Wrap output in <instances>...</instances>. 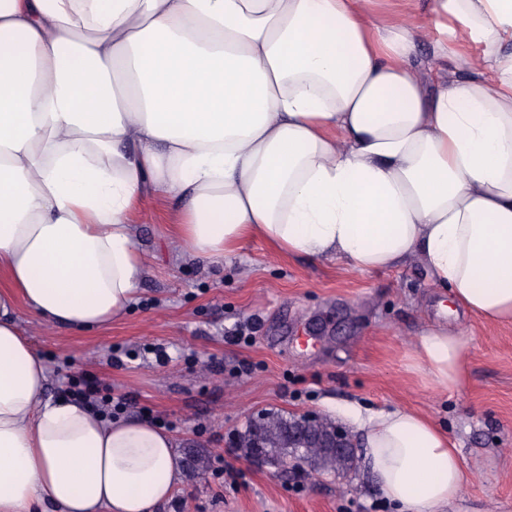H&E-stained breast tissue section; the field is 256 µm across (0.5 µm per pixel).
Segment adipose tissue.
<instances>
[{"mask_svg":"<svg viewBox=\"0 0 512 512\" xmlns=\"http://www.w3.org/2000/svg\"><path fill=\"white\" fill-rule=\"evenodd\" d=\"M397 2L0 0V512H154L182 480L153 423L46 398L17 313L120 320L146 198L169 200L196 258L256 238L359 272L417 256L455 309L512 324V0ZM425 40L473 78L428 89ZM467 349L431 326L412 363L453 391ZM350 412L397 512L460 494L430 417Z\"/></svg>","mask_w":512,"mask_h":512,"instance_id":"ef3b65f1","label":"adipose tissue"}]
</instances>
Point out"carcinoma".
<instances>
[{"instance_id": "carcinoma-1", "label": "carcinoma", "mask_w": 512, "mask_h": 512, "mask_svg": "<svg viewBox=\"0 0 512 512\" xmlns=\"http://www.w3.org/2000/svg\"><path fill=\"white\" fill-rule=\"evenodd\" d=\"M291 422L293 418L288 415L265 412L258 417V421L250 422L238 434L235 447L243 449L248 456L261 454L271 458H287L295 453L316 473L342 474L356 468V455L319 448L314 441L289 447L288 426Z\"/></svg>"}]
</instances>
